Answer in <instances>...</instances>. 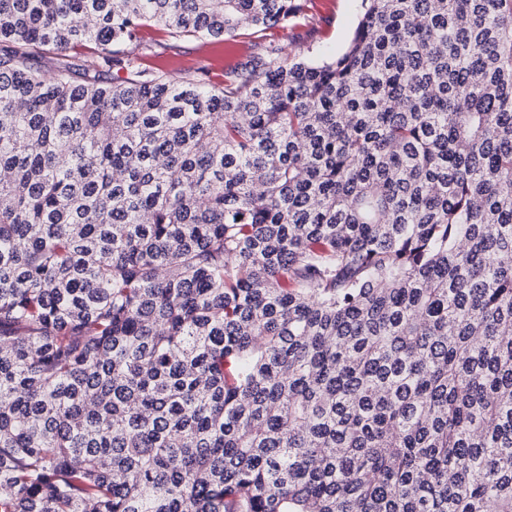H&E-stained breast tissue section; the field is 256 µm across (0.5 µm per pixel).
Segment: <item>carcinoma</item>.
I'll use <instances>...</instances> for the list:
<instances>
[{"label":"carcinoma","mask_w":512,"mask_h":512,"mask_svg":"<svg viewBox=\"0 0 512 512\" xmlns=\"http://www.w3.org/2000/svg\"><path fill=\"white\" fill-rule=\"evenodd\" d=\"M360 7L0 0V512H512V0ZM360 0H310L312 23L305 27L272 28L262 43L296 41L314 59L340 53L350 39L359 18ZM307 50L309 52H307ZM156 54L144 57L143 63L151 67L174 68L192 66L201 78L214 84L221 82L224 71L236 66L257 51L248 42L230 44L224 41L183 39L155 49Z\"/></svg>","instance_id":"carcinoma-1"}]
</instances>
